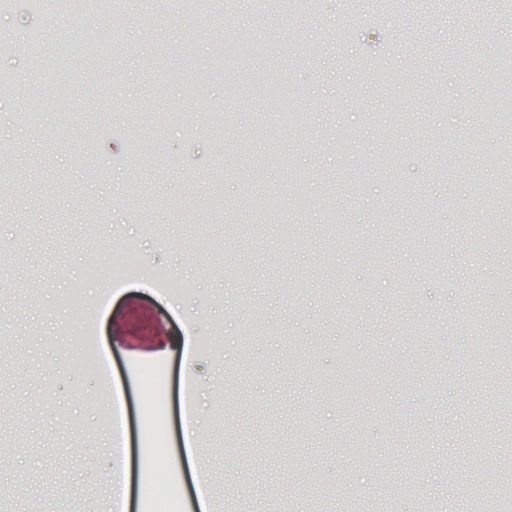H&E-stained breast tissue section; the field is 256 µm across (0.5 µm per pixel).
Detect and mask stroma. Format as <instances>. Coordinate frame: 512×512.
Wrapping results in <instances>:
<instances>
[{
    "mask_svg": "<svg viewBox=\"0 0 512 512\" xmlns=\"http://www.w3.org/2000/svg\"><path fill=\"white\" fill-rule=\"evenodd\" d=\"M70 27L61 16L0 14V37L70 31L87 49L0 55V294L40 291L0 317V499L9 512H100L108 501L109 399L88 380L90 350L126 400L131 459L144 457L143 405L167 418L154 471L194 485L180 406L195 375L198 461L218 512H495L512 483V408L482 419L512 369L477 368L460 324L480 299L492 327L512 319V207L464 276L445 240L474 194L501 185L474 169L469 129L512 158V123L488 112L512 94V64L486 65L512 17L481 0L471 14L417 0H317L253 23L248 0H108ZM129 32L113 48V12ZM476 27L479 38L460 36ZM244 36L260 57L221 63ZM278 69L300 87L288 126L241 93L244 72ZM170 76L164 113L149 86ZM40 77L39 127L25 121ZM73 120L60 126L59 112ZM224 115V130L205 123ZM398 115L383 122L385 113ZM112 128L110 138L96 131ZM281 162L254 178L257 159ZM301 188L316 207L298 211ZM265 250L248 253L251 237ZM149 282L96 297L112 253ZM81 288L74 296L73 288ZM496 450L473 458V443Z\"/></svg>",
    "mask_w": 512,
    "mask_h": 512,
    "instance_id": "obj_1",
    "label": "stroma"
}]
</instances>
